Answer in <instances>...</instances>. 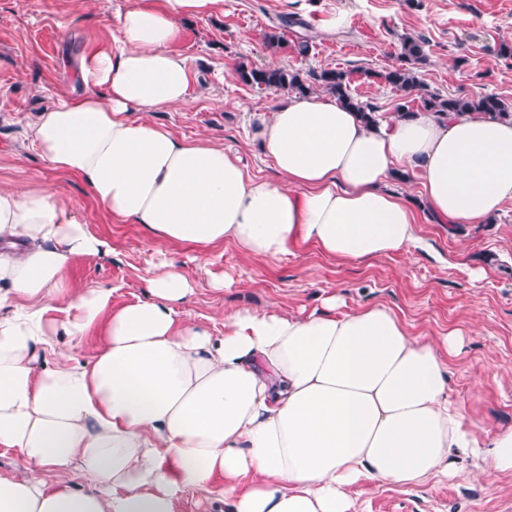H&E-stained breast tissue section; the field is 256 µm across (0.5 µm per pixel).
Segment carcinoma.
Returning a JSON list of instances; mask_svg holds the SVG:
<instances>
[{"mask_svg":"<svg viewBox=\"0 0 512 512\" xmlns=\"http://www.w3.org/2000/svg\"><path fill=\"white\" fill-rule=\"evenodd\" d=\"M425 59L422 43L410 36L402 39L400 64L387 71L383 78L397 91L402 93V102L397 110L399 115L412 112V104L419 102V107L426 112L436 114H472L476 117L512 122V103L508 104L493 94L477 95L466 98H444L428 91L422 81L418 65ZM241 82L269 89H287L304 95L312 93V87L299 73L286 68H263L240 64L236 68ZM319 86L336 96L343 106L360 112L367 124L377 122L376 108L355 99L350 91V78L343 70L322 71L317 77Z\"/></svg>","mask_w":512,"mask_h":512,"instance_id":"1","label":"carcinoma"}]
</instances>
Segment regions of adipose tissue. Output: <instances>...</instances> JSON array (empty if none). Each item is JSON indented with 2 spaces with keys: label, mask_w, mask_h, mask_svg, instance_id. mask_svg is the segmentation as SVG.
Wrapping results in <instances>:
<instances>
[{
  "label": "adipose tissue",
  "mask_w": 512,
  "mask_h": 512,
  "mask_svg": "<svg viewBox=\"0 0 512 512\" xmlns=\"http://www.w3.org/2000/svg\"><path fill=\"white\" fill-rule=\"evenodd\" d=\"M222 5L133 0L111 41L82 52L80 91L39 112L32 145L164 240L267 259L300 242L356 263L415 245L411 201L386 187L398 167L442 224H481L512 202V123L417 112L368 124L297 95L256 132L284 177L274 183L222 145L148 121L189 101L173 49L183 21ZM108 250L57 190L0 187V450L29 466L0 476V512H176L190 490L229 512H354L361 481L442 480L453 454L481 448L450 393L458 332L434 341L387 305L344 312L330 298L307 315L240 309L216 336L179 319L195 286L173 260L146 299L116 310L111 289L75 287L72 263ZM59 303L63 317L49 318ZM97 326L92 361H48L55 337L74 348ZM75 472L91 490L72 487Z\"/></svg>",
  "instance_id": "adipose-tissue-1"
}]
</instances>
